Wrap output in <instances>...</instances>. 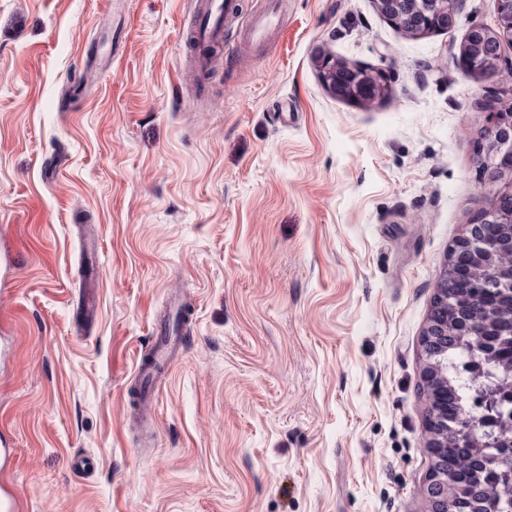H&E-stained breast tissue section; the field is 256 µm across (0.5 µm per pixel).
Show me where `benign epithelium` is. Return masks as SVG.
Wrapping results in <instances>:
<instances>
[{
  "label": "benign epithelium",
  "mask_w": 512,
  "mask_h": 512,
  "mask_svg": "<svg viewBox=\"0 0 512 512\" xmlns=\"http://www.w3.org/2000/svg\"><path fill=\"white\" fill-rule=\"evenodd\" d=\"M381 15L414 36L446 31L455 25L456 13L448 11L446 0H412L413 11L403 16L402 0H375ZM512 37V0H498L496 24H480L470 28L467 37H479L501 43ZM322 76L329 90L340 98L358 102L375 100L388 92L384 72L341 60L326 59L321 64ZM487 146L479 149L477 164L485 180L512 181V107L491 113L486 135ZM499 233L490 236L486 225ZM512 256V189L501 194L496 204L477 211L468 234L451 248L448 263L450 279L437 289L422 346L426 356L425 380L429 392L430 414L427 448L432 464L427 486V512H454L455 489L445 472L444 448L453 438L461 448H476L471 456L481 463L488 459L486 449L501 442L500 431L487 426L477 433L472 424L448 426L447 365L439 356L448 350V283L458 286L460 302L455 304L457 336L467 335L471 324L472 297L481 298V320L490 336H512V306L503 298L512 297V271H504L502 260ZM500 373L480 375L478 411L482 419L501 415L512 404V363L497 365Z\"/></svg>",
  "instance_id": "7a95c632"
}]
</instances>
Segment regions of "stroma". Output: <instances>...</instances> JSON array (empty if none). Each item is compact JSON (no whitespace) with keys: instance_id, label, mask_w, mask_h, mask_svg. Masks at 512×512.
<instances>
[{"instance_id":"stroma-1","label":"stroma","mask_w":512,"mask_h":512,"mask_svg":"<svg viewBox=\"0 0 512 512\" xmlns=\"http://www.w3.org/2000/svg\"><path fill=\"white\" fill-rule=\"evenodd\" d=\"M0 0V468L21 512H425L422 351L448 251L507 181L502 77L456 60L497 0L411 36L374 0ZM381 69L345 102L316 58ZM98 307L82 308L87 274ZM180 305L188 331L135 375ZM234 11L233 0H203L195 15V41L219 44L224 40V17Z\"/></svg>"}]
</instances>
